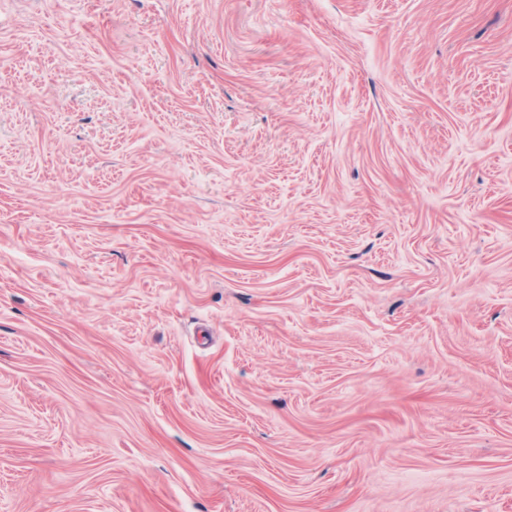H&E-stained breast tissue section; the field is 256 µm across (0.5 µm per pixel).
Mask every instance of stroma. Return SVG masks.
Here are the masks:
<instances>
[{"label":"stroma","instance_id":"obj_1","mask_svg":"<svg viewBox=\"0 0 512 512\" xmlns=\"http://www.w3.org/2000/svg\"><path fill=\"white\" fill-rule=\"evenodd\" d=\"M0 512H512V0H0Z\"/></svg>","mask_w":512,"mask_h":512}]
</instances>
